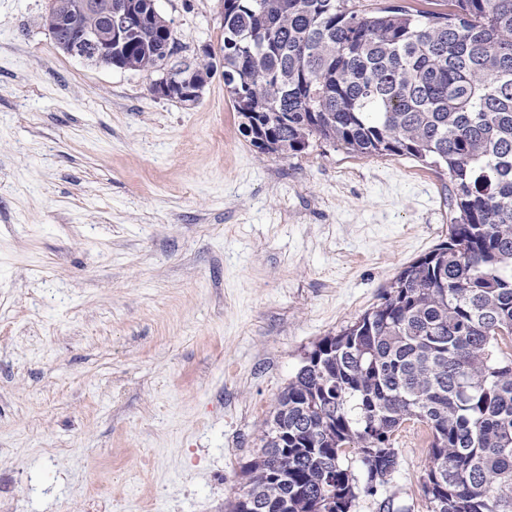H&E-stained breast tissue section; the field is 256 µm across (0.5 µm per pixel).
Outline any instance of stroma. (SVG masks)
Listing matches in <instances>:
<instances>
[{
  "mask_svg": "<svg viewBox=\"0 0 512 512\" xmlns=\"http://www.w3.org/2000/svg\"><path fill=\"white\" fill-rule=\"evenodd\" d=\"M0 0V512H224L321 338L448 239V173L326 142L260 152L215 72L195 106L59 50ZM171 63L220 51L222 0H156ZM431 433L376 496L428 512Z\"/></svg>",
  "mask_w": 512,
  "mask_h": 512,
  "instance_id": "obj_1",
  "label": "stroma"
}]
</instances>
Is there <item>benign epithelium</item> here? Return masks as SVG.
Segmentation results:
<instances>
[{
    "label": "benign epithelium",
    "mask_w": 512,
    "mask_h": 512,
    "mask_svg": "<svg viewBox=\"0 0 512 512\" xmlns=\"http://www.w3.org/2000/svg\"><path fill=\"white\" fill-rule=\"evenodd\" d=\"M96 14L100 24L90 27L87 18ZM135 23L129 13H112V0H70L66 12L48 7L41 24L55 45L68 54L90 56L97 62L112 65V46L126 36V30Z\"/></svg>",
    "instance_id": "1"
}]
</instances>
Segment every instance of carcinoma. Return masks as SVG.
<instances>
[{"label": "carcinoma", "mask_w": 512, "mask_h": 512, "mask_svg": "<svg viewBox=\"0 0 512 512\" xmlns=\"http://www.w3.org/2000/svg\"><path fill=\"white\" fill-rule=\"evenodd\" d=\"M153 0L118 67L155 72L172 38ZM224 88L262 153L322 140L446 166L448 241L305 354L228 512H350L398 467L393 436L431 431L429 512H512V0L448 11L355 0H224ZM211 78L205 57L183 62ZM358 446L362 477L344 464Z\"/></svg>", "instance_id": "1"}]
</instances>
